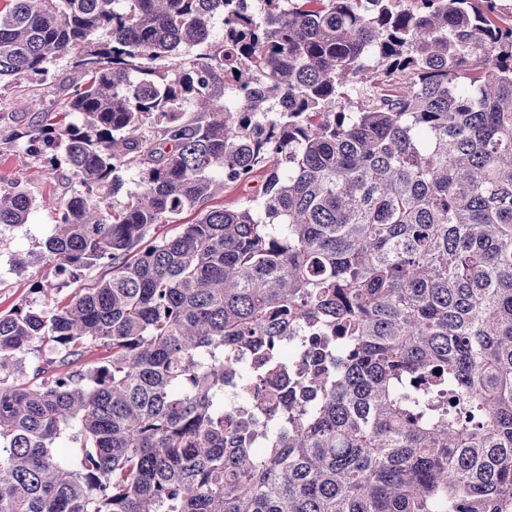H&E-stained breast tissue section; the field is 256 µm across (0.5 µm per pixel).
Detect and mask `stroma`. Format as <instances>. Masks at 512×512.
<instances>
[{
  "label": "stroma",
  "mask_w": 512,
  "mask_h": 512,
  "mask_svg": "<svg viewBox=\"0 0 512 512\" xmlns=\"http://www.w3.org/2000/svg\"><path fill=\"white\" fill-rule=\"evenodd\" d=\"M48 84L29 88L27 81L0 84V190H22L33 200L26 224L0 230V313L30 300L33 280H55L54 265L42 254L44 241L57 221L50 198L67 199L82 192L79 179L68 169L46 177L36 156L22 150L17 134L34 119L63 103L80 81L69 58L54 60Z\"/></svg>",
  "instance_id": "35a3bbf8"
}]
</instances>
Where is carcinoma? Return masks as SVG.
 Returning a JSON list of instances; mask_svg holds the SVG:
<instances>
[{
    "instance_id": "1",
    "label": "carcinoma",
    "mask_w": 512,
    "mask_h": 512,
    "mask_svg": "<svg viewBox=\"0 0 512 512\" xmlns=\"http://www.w3.org/2000/svg\"><path fill=\"white\" fill-rule=\"evenodd\" d=\"M499 2L5 0L0 82L63 56L85 76L79 123L19 137L83 187L43 244L57 277L102 275L0 313V512H512ZM254 184V205L210 204ZM32 206L0 193V228ZM235 381L257 411L224 410ZM120 175L123 180V186L117 194L108 196L102 201L101 205L104 209L120 210L127 201V194L139 188V174L136 168L123 171Z\"/></svg>"
}]
</instances>
